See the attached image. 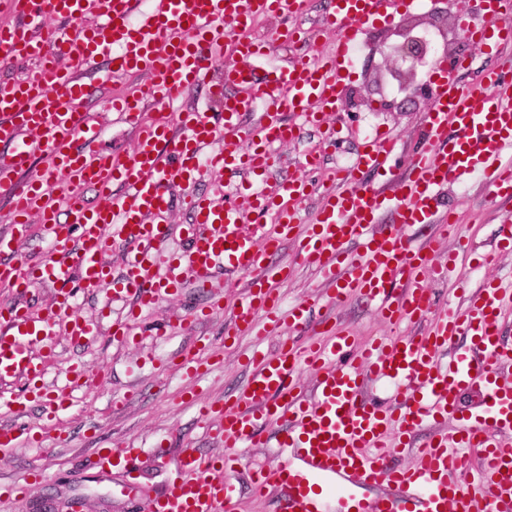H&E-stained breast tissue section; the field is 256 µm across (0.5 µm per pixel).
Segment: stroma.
<instances>
[{
  "label": "stroma",
  "instance_id": "stroma-1",
  "mask_svg": "<svg viewBox=\"0 0 512 512\" xmlns=\"http://www.w3.org/2000/svg\"><path fill=\"white\" fill-rule=\"evenodd\" d=\"M286 19L259 17L251 35L270 45V53L257 60L258 72L270 71L291 64L301 52L298 44H286L281 34L288 27ZM467 56L469 68L458 70L456 82L465 88L475 86L478 75L499 68L504 56H512V44L488 48L466 40L460 48ZM103 62L89 66L88 82L91 95L88 109L101 127V144L109 149L132 150L133 129L121 122L109 109L113 95L133 90L148 96L146 77H131L104 89L96 86V73ZM429 101L418 100L404 112H372L366 107H340L333 119L335 143L321 157V167L304 169L305 154L319 141L321 134L304 128L293 141L279 145L282 161L270 173V182L295 176L308 180L311 193L298 206L300 228L315 223L322 195L330 190L329 171L354 160L371 132H388L401 138L397 161L388 174H359L360 184L392 191L397 181L408 174L410 159L427 141L423 119ZM443 200L455 209L456 224L447 238H435L436 228L428 224L415 228L414 242L439 257L447 256L458 238H472L483 247H491L499 238L502 223L512 219V199L496 197L482 171H474L466 179L450 186ZM499 278L512 282V252L504 254L493 268L457 269L447 278L432 281L435 310L459 306L463 283L478 284L482 278ZM247 275L218 276L215 287L224 293V310L202 322L191 316L205 302L207 292L193 279H186L181 291L162 298L156 307L144 312L134 341L119 343L112 339L111 321L103 322L100 333L89 344L73 345L57 339L47 365L45 380L50 392L66 385L65 373L74 364H83L94 371H104V378L75 391L69 408L50 413L41 401L27 402L20 416L7 423L20 436L19 445L0 447V494H7L0 503V512H35L41 501L52 503L56 512H66L69 502L80 498L86 503L85 512H139L146 503L161 493L178 472L184 449L192 448L204 455L224 454V442L217 428H206L200 417L204 406L219 407L232 402L235 394L249 381L251 369L246 360L254 350L275 355L284 340L303 344L309 333L287 335V322L269 329L267 335L242 334L233 343H225L224 330L230 323L232 304ZM332 283L315 269L295 266L288 280L278 287L282 310L307 297L316 302L309 312L310 323L330 320L336 329L364 342L376 336H413L427 329V322L390 325L363 299L353 296L337 305H330ZM133 304L132 299H110L105 287H75V314L97 317L103 307H111L113 318L123 316ZM170 325L168 335H158V328ZM208 337L210 367L197 378L190 379L179 370L183 354L194 349L197 337ZM287 425L268 423L259 445L240 449V460L228 473L241 502V512H276L281 497L273 490L263 499L252 494V472L256 468L275 467L286 457L277 442ZM103 448H131L133 462L113 461L104 468L94 467L93 461ZM38 480L25 482L29 472Z\"/></svg>",
  "mask_w": 512,
  "mask_h": 512
}]
</instances>
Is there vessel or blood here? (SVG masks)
<instances>
[{
	"label": "vessel or blood",
	"mask_w": 512,
	"mask_h": 512,
	"mask_svg": "<svg viewBox=\"0 0 512 512\" xmlns=\"http://www.w3.org/2000/svg\"><path fill=\"white\" fill-rule=\"evenodd\" d=\"M415 3L330 0L321 27L335 33V47L309 44L290 67L261 75L247 64L267 53L266 44L249 36L255 19L299 17L306 0H0L9 16L0 24V68L28 63L21 78L0 80V197L10 204L9 227L0 233V287L17 296L0 308V378L22 376L27 394L48 397L38 350L51 349L60 335L76 343L96 335L95 322L73 313L75 279L88 288L110 283L116 295L134 298L126 320L112 325L123 343L143 311L179 292L186 272L202 284L218 269L249 275L225 331L230 338L255 331L261 311L271 323L284 317L292 329L308 327L309 300L288 314L279 311L275 286L295 265L314 267L332 281L334 301L362 296L389 321L431 313L430 281L475 258L465 239L446 262H435L413 247L410 229L433 224L447 235L452 213L442 209L440 191L477 168L497 192L512 196V161L504 158L512 147V85L501 73L487 72L469 89L435 81L426 114L430 145L415 153L409 174L389 194L358 185L357 173L389 172L400 148L399 137L389 133L367 140L351 167L331 174L334 189L306 232L296 224L306 182L272 185L267 178L279 161L275 145L296 136L292 117L320 125L336 114L342 71L363 29ZM50 18L61 29L47 28ZM465 29L492 47L511 42L512 0H483L481 18ZM223 56L232 64L214 77V62ZM98 57L111 62L100 85L138 73L150 81L159 121L143 122L136 93L112 100L124 123L138 130L132 151H103L84 110L86 67ZM238 57L243 65H235ZM200 86L208 87L219 112L176 109ZM230 86L245 89V96L227 95ZM253 111L257 124L244 127L242 115ZM38 155L47 161L46 174L29 172ZM223 170L242 175L239 201L219 188H202L207 173ZM50 173L68 183L69 194L48 184ZM86 186L96 189V204L81 195ZM177 203L194 222L185 249L166 258L156 245L168 237L167 217ZM245 205L260 216L274 214V223L244 230ZM384 212L390 223H379ZM35 229L48 250L35 259L20 256L19 242ZM287 237L295 241L293 257L271 266L269 254ZM352 241L360 248L350 254ZM116 244L124 265L117 280L106 261ZM44 283L56 290L40 316L25 298ZM511 307L512 289L487 280L422 336L359 347L337 332L272 357L255 352L250 386L231 406L201 412L207 423L220 418L224 458L186 450L180 475L148 512H237L224 472L236 464L237 449L260 438L261 424L279 419L290 422L278 442L290 460L258 469L253 488L260 496L284 490L281 512H324L333 494L345 512H512V348L501 337ZM443 350L444 365L437 358ZM305 369L316 376L310 399L296 384ZM371 382L390 386L391 401L371 398ZM466 391L478 395L477 409L460 408ZM431 423L438 431L418 440ZM406 448L418 459L410 470L394 462ZM383 482L392 490L373 504L354 494Z\"/></svg>",
	"instance_id": "vessel-or-blood-1"
}]
</instances>
